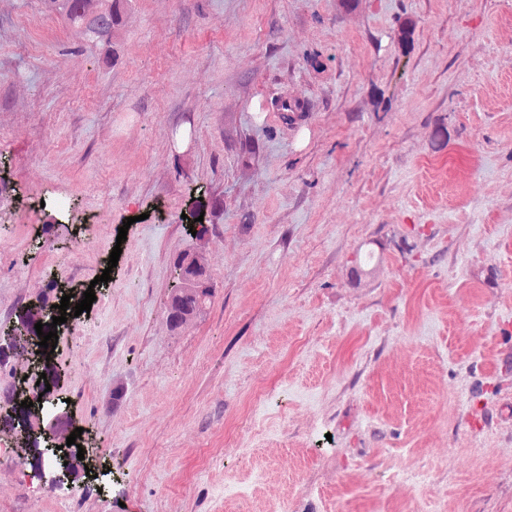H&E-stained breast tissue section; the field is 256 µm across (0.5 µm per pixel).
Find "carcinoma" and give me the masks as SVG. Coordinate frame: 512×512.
Returning <instances> with one entry per match:
<instances>
[{
  "mask_svg": "<svg viewBox=\"0 0 512 512\" xmlns=\"http://www.w3.org/2000/svg\"><path fill=\"white\" fill-rule=\"evenodd\" d=\"M48 7L64 17L70 26L85 40L106 46L105 60H111L116 40L124 25L125 16L131 0H47ZM272 107L280 112L283 121L293 125L304 114V103L299 99H276ZM183 258L189 261L187 272L194 278L210 281L209 267L205 259L195 252L183 253ZM180 277H175L170 289L166 326L175 333L186 324L202 315L214 291L209 290L202 296L189 295L185 289L178 287ZM47 305L30 307L17 315L18 324L26 327L32 338L13 336L0 346V363L11 358L26 357L33 365V377L29 380L0 381V399L12 404L13 411L25 421H30L37 413L50 407L47 400H38L39 394L46 393L45 383L56 384L58 380V365L55 355L43 354L44 348L38 345L42 338L37 335L35 324H43V332L52 330L51 323L46 321ZM46 374L47 381L40 380L41 374ZM33 403L30 408L21 406V401ZM0 435L11 436L19 458L28 462L36 469L51 468L56 463V455L44 448H38L24 435L16 431V425L10 417L0 420Z\"/></svg>",
  "mask_w": 512,
  "mask_h": 512,
  "instance_id": "cac0c4a2",
  "label": "carcinoma"
}]
</instances>
